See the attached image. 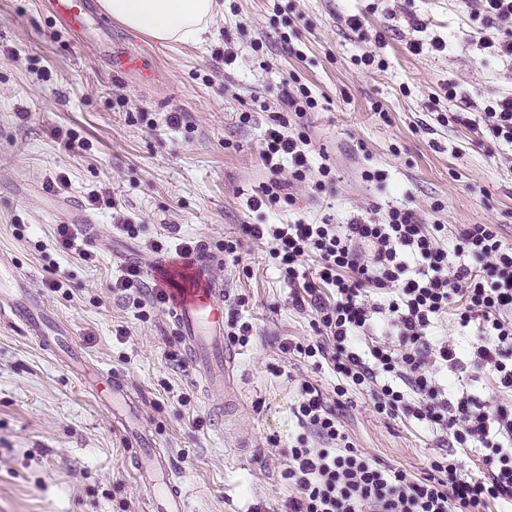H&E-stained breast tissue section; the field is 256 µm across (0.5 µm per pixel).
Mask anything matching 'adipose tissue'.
<instances>
[{
    "instance_id": "ef3b65f1",
    "label": "adipose tissue",
    "mask_w": 512,
    "mask_h": 512,
    "mask_svg": "<svg viewBox=\"0 0 512 512\" xmlns=\"http://www.w3.org/2000/svg\"><path fill=\"white\" fill-rule=\"evenodd\" d=\"M121 24L164 42L199 43L218 14L216 0H98Z\"/></svg>"
}]
</instances>
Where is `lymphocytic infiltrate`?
I'll return each instance as SVG.
<instances>
[{
    "label": "lymphocytic infiltrate",
    "mask_w": 512,
    "mask_h": 512,
    "mask_svg": "<svg viewBox=\"0 0 512 512\" xmlns=\"http://www.w3.org/2000/svg\"><path fill=\"white\" fill-rule=\"evenodd\" d=\"M484 48L512 57V0H475ZM283 111L270 115L261 159L269 173L251 206L279 197L291 184L332 187L328 165L312 166V146L290 131V116L314 111L318 102L304 86L288 85ZM492 140L512 144V94L479 113ZM243 231L269 248V256L297 288L293 305L309 308L318 337L286 341L281 349L329 367L332 395L304 380L293 408L302 429L288 450L284 472L295 494L288 512H485L489 504L512 506V405L494 404L476 388L490 375L512 392V244L495 224H465L453 237L414 209L390 208L382 220L354 218L344 224H247ZM313 270H305L306 260ZM387 290L385 304L370 293ZM112 293L138 305L167 306L163 281L145 278L138 265L120 270ZM451 320L475 331L468 357L448 341H430L432 324ZM381 340L368 350L359 341L370 331ZM467 370L448 380L447 370ZM370 392L376 414L405 415L451 433L460 448L481 451L477 472H462L448 454L433 457L425 475L381 464L348 442L335 398Z\"/></svg>",
    "instance_id": "lymphocytic-infiltrate-1"
}]
</instances>
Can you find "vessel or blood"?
I'll list each match as a JSON object with an SVG mask.
<instances>
[{
	"instance_id": "obj_1",
	"label": "vessel or blood",
	"mask_w": 512,
	"mask_h": 512,
	"mask_svg": "<svg viewBox=\"0 0 512 512\" xmlns=\"http://www.w3.org/2000/svg\"><path fill=\"white\" fill-rule=\"evenodd\" d=\"M57 18L75 39L93 34L100 51L116 71L135 70L141 66L139 55L115 47L111 26L99 17L94 0H51ZM217 254L203 252L193 259L181 279L184 287L174 307V321L181 341L196 370L213 388L230 382L232 356L224 336V289L211 278L210 269ZM140 484L154 485L157 475L168 473L170 459L152 447L150 440L140 442L136 457ZM154 512H184V498L175 485L155 494Z\"/></svg>"
}]
</instances>
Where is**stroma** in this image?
Segmentation results:
<instances>
[{
    "instance_id": "obj_1",
    "label": "stroma",
    "mask_w": 512,
    "mask_h": 512,
    "mask_svg": "<svg viewBox=\"0 0 512 512\" xmlns=\"http://www.w3.org/2000/svg\"><path fill=\"white\" fill-rule=\"evenodd\" d=\"M220 2L201 44L160 42L113 23L114 41L156 72L147 81L112 73L97 44L73 39L48 0H0V512H151L133 459L143 435L170 455L185 512H288L294 490L283 473L301 432L297 386L306 379L329 395L336 378L282 352L284 340L306 344L316 333L267 246L243 225L376 220L404 204L451 229L499 225L512 243V145L450 120L464 103L478 112L512 94V61L480 46L458 0ZM412 14L425 32H413ZM352 15L363 33L349 28ZM367 54L384 68L360 64ZM290 76L318 101L291 124L309 134L335 189L305 183L292 199L253 209L248 201L267 180L261 133L269 113L281 111ZM144 112L155 128L141 121ZM171 112L183 114V126H167ZM245 112L250 122H241ZM72 135L75 150L65 145ZM377 169L385 183L363 179ZM56 178L64 186H53ZM61 224L85 229L94 259L59 248ZM171 224L180 228L174 239ZM179 238L222 254L212 278L228 291L224 310L253 326L249 345L233 349L234 404L222 431L212 411L223 391L208 389L195 368L167 363L184 352L170 310L110 291L128 265L150 277L177 263ZM228 240L240 262L225 255ZM18 302L35 305L46 331L64 334L66 351L53 353L10 321ZM103 372L125 383L139 410L129 426L99 393ZM336 412L351 445L384 465L420 476L439 453L456 454L469 471L478 464L452 436L375 414L367 392H351Z\"/></svg>"
}]
</instances>
